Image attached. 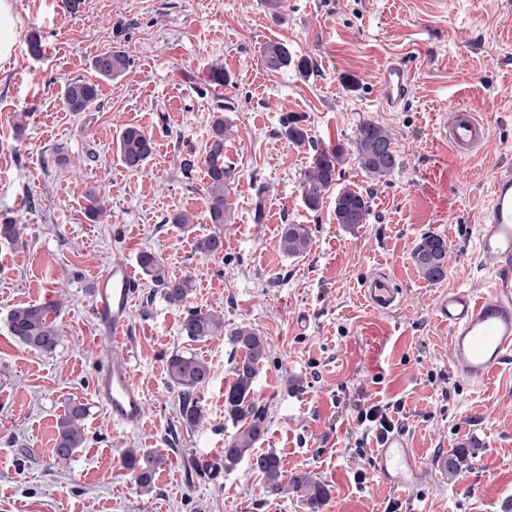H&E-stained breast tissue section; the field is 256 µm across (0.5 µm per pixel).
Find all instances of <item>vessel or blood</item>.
<instances>
[{"instance_id":"1","label":"vessel or blood","mask_w":512,"mask_h":512,"mask_svg":"<svg viewBox=\"0 0 512 512\" xmlns=\"http://www.w3.org/2000/svg\"><path fill=\"white\" fill-rule=\"evenodd\" d=\"M382 107L400 111L412 91L410 69L399 60L391 61L381 73ZM438 133L459 158L487 147L488 126L475 108L454 106L438 127ZM478 258L492 264L499 278L489 293L457 288L439 299L436 313L447 322L451 336L448 363L458 377L476 384L485 382L512 354V170L496 176L491 201L478 228ZM138 286L134 269L115 263L94 280L93 308L100 330L113 341H121L128 325L133 297ZM363 294L369 307L378 312L398 306L401 291L385 274L371 275ZM100 401L113 420L137 426L142 420L143 399L135 384L129 360L113 356L102 369L97 382ZM376 472L384 479L412 492L430 473L421 466L401 433H393L374 455Z\"/></svg>"}]
</instances>
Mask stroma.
<instances>
[{
	"mask_svg": "<svg viewBox=\"0 0 512 512\" xmlns=\"http://www.w3.org/2000/svg\"><path fill=\"white\" fill-rule=\"evenodd\" d=\"M18 38L0 62V219H16L17 242H0V512H309L295 495L270 496L249 462L225 468L222 449L236 428L224 407L242 355L226 336L180 334L191 309L220 311L228 327L264 336L268 360L253 400L265 410L258 452L284 471L309 473L328 492L321 512H512V359L484 384L448 365L447 325L434 313L456 288L478 292L494 280L477 257V226L500 170L512 169V0H284L270 16L262 0H17ZM39 32L43 54L27 53ZM269 42L307 57V76L268 72ZM123 50L131 66L100 84L97 103L65 111L61 86L91 80L94 56ZM415 73L398 112L381 108L379 71L389 58ZM231 81L212 86L214 65ZM453 104L477 108L488 125L485 151L453 155L437 133ZM233 125L224 164L234 172L223 253L204 257L197 238L207 219L206 144L216 111ZM305 119L313 146L280 133L283 114ZM394 134L398 165L384 183L354 163L340 180L370 198L368 224L336 223L331 202L310 211L301 172L315 150L347 145L361 121ZM138 126L156 151L145 170L127 171L120 132ZM71 164L60 167L59 156ZM193 158L191 176L181 163ZM105 214L86 215L88 192ZM194 216L191 229L170 219ZM313 231L307 254L279 247L282 225ZM448 242V273L422 279L413 251L425 234ZM157 255L167 275L192 276L185 303H170L140 275L126 338L113 343L93 318L92 283L117 262ZM391 274L404 297L388 313L372 310L363 284ZM57 301L62 343L41 354L9 335L18 305ZM208 362L212 376L195 393L202 422L184 424L181 392L165 361L175 352ZM125 354L144 397L141 423H113L95 394L112 355ZM88 406L85 439L71 459L56 458V422L68 402ZM398 402L402 432L433 479L406 494L384 482L377 442L358 415ZM128 448L165 458L150 490L120 464ZM465 450L455 470L450 454ZM364 480H356V473Z\"/></svg>",
	"mask_w": 512,
	"mask_h": 512,
	"instance_id": "obj_1",
	"label": "stroma"
}]
</instances>
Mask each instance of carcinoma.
<instances>
[{
	"label": "carcinoma",
	"instance_id": "carcinoma-1",
	"mask_svg": "<svg viewBox=\"0 0 512 512\" xmlns=\"http://www.w3.org/2000/svg\"><path fill=\"white\" fill-rule=\"evenodd\" d=\"M264 67L272 72L292 69L305 76L312 67L306 57H298L288 46L276 42L263 47ZM130 57L122 50H111L95 56L91 68L97 78L116 79L126 73ZM100 85L96 81L75 80L61 87L60 99L69 112H86L97 102ZM281 134L297 146L312 143L304 119L294 114L281 118ZM231 134V126L224 116L216 117L206 145V177L208 194V219L221 227L231 210V170L224 166V140ZM154 153V140L144 130L129 126L118 137V154L121 163L131 171L143 169ZM352 160L365 177L373 182H384L397 166L394 138L383 125L373 121H362L351 140L350 152L338 147L327 153L315 151L312 161L301 174L304 204L315 211L321 208L325 195L336 184L339 167ZM336 223L347 229H355L369 222L370 198L359 189L342 185L336 188L333 197ZM312 231L306 224H284L281 227L280 245L284 253L291 256L305 254L311 247ZM196 251L204 256H213L224 251V237L214 232L196 241ZM413 261L418 273L429 282L442 280L448 269V241L438 235L421 238L413 251ZM141 269L162 288L170 302L182 303L189 296L192 280L188 277L171 278L165 274L158 256L143 252L138 259ZM58 302L31 303L17 306L7 318V328L13 339L22 346L39 353L56 351L61 342V331L56 323ZM180 332L186 338L197 341L218 334H227L232 343L245 352L235 364L236 379L224 395L225 408L237 431L224 445V467L236 466L248 460L253 470L263 478L264 492L271 496L297 494L306 502L310 512H320L326 490L324 486L307 474L289 476L282 470L280 458L272 453L254 452L255 445L265 434L264 409L251 401L249 394L259 365L267 359L266 340L258 331L239 326L224 330V315L218 312L202 313L190 310L183 317ZM166 371L170 380L181 390L180 414L190 426L198 425L203 414L194 392L210 380L211 368L194 354L175 352L166 359ZM87 409L78 402L69 403L57 421L55 455L68 459L84 443L82 422ZM164 456L159 451L147 448H130L122 455V465L145 490L150 489L153 477L163 464Z\"/></svg>",
	"mask_w": 512,
	"mask_h": 512
}]
</instances>
